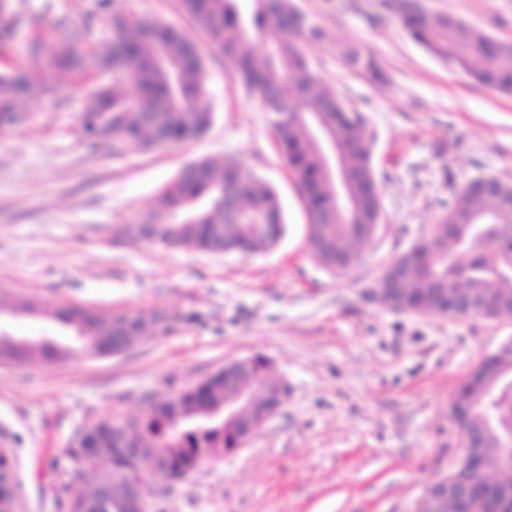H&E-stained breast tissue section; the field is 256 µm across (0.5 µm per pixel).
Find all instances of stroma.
I'll list each match as a JSON object with an SVG mask.
<instances>
[{
	"instance_id": "1",
	"label": "stroma",
	"mask_w": 512,
	"mask_h": 512,
	"mask_svg": "<svg viewBox=\"0 0 512 512\" xmlns=\"http://www.w3.org/2000/svg\"><path fill=\"white\" fill-rule=\"evenodd\" d=\"M100 2L12 0L26 16L48 3L51 18L87 24L81 48L89 59L110 36ZM292 2L323 31L302 44L312 71L364 119L379 190L378 232L341 273L309 251L304 201L269 112L248 97L179 0H114L127 13L176 26L204 59L214 121L172 149L117 157L111 145L88 147L80 119L89 92L112 78L90 63L79 73L49 70L46 57L27 50L34 27L22 25L0 56V72L35 70L54 88L25 101V121L0 132V296L40 309L2 319L0 329L70 343L50 316L70 304L185 316L121 356L77 347L50 365L0 362V432L9 433L19 461L22 512H60L62 485L86 487L66 461L78 427L144 416L145 396L177 394L257 355L288 386L281 411L245 448L184 482L159 485L151 512H408L463 455L449 403L482 357L512 336V321L397 312L374 289L471 180L512 182V96L429 54L387 0ZM421 3L512 42V0ZM348 45L373 57L383 81L345 62ZM229 158L275 187L287 224L276 247L243 255L113 243V228L138 223L186 164Z\"/></svg>"
}]
</instances>
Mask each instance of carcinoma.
<instances>
[{
  "label": "carcinoma",
  "instance_id": "carcinoma-1",
  "mask_svg": "<svg viewBox=\"0 0 512 512\" xmlns=\"http://www.w3.org/2000/svg\"><path fill=\"white\" fill-rule=\"evenodd\" d=\"M195 27L210 47L234 66V73L252 98L271 114L283 157L300 186L308 215V242L317 261L325 268L339 255L359 256L369 239L364 225L379 210L376 179L370 163L364 131L347 115L335 92L310 71L298 39L317 40L320 28L307 27L292 0H181ZM23 22V15L0 0V50L8 48ZM408 35L435 57L449 59L478 83L498 92L512 93V53L498 50L489 35L462 20L445 15L423 14L411 6L400 13ZM55 50L50 69L76 72L84 67L78 49L79 30L61 19L52 26ZM257 38L266 46L258 66L243 51L245 43ZM192 42L179 30L158 18L136 17L121 9L112 10L109 42L95 55L98 69L112 68V85L98 84L92 106L81 118L82 128L107 126L112 154L124 156L153 149H166L193 140L211 125L205 69L201 55L191 50ZM347 61L373 78L381 74L373 59L354 46L345 49ZM133 83L137 94L129 95L123 84ZM53 87L43 75L22 69L0 73V115L18 111L19 101L37 93L48 95ZM285 104L301 117L283 122L278 104ZM321 120L340 141L352 185L351 203L341 201L332 187L314 143L307 132V118ZM232 193L241 202L244 215L237 234L224 238V196ZM281 221L275 190L263 179L246 172L233 159L215 163L199 160L198 169L183 167L155 198L141 224L154 227L153 242L204 251L263 253L274 246L275 233H261L258 224ZM439 224L457 225L453 241L446 239L435 248L416 255L408 265L402 297L433 311L438 288L463 289L479 301L493 306L512 298V274L498 270L487 253L512 255V202L499 205L469 188L444 209ZM55 319L85 350L111 347L112 322L119 319L118 334L132 346L143 329L133 315L124 311L100 312L82 306L60 307ZM70 347L41 338H29L18 346L0 338V359L18 363L38 359L53 364L65 357ZM259 371L234 385L224 382L219 370L200 386L175 396H158L149 414L99 422L96 434L78 440L72 436L67 457L79 475L94 476L101 468L125 469L119 452L129 446L146 458L158 457L171 470L193 468L218 457L231 447L234 428L224 422L220 410L236 401L240 392L252 390L262 403L278 387L269 376L266 359L258 357ZM472 408L471 421L479 424L494 413L504 428L512 431V384H499V407L491 408L484 384L460 388ZM93 447V460L79 456L77 449ZM129 479L111 478L97 483L89 492L64 485V512H115L128 493Z\"/></svg>",
  "mask_w": 512,
  "mask_h": 512
}]
</instances>
